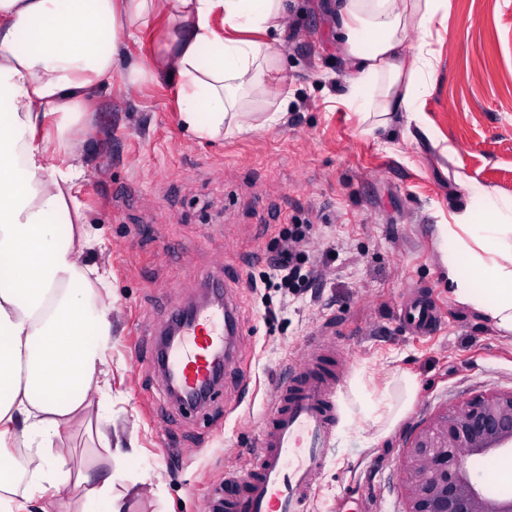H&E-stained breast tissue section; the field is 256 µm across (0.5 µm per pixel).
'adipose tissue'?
Returning <instances> with one entry per match:
<instances>
[{"label":"adipose tissue","instance_id":"adipose-tissue-1","mask_svg":"<svg viewBox=\"0 0 512 512\" xmlns=\"http://www.w3.org/2000/svg\"><path fill=\"white\" fill-rule=\"evenodd\" d=\"M447 0H332L350 71L345 98L386 125L420 121L433 66L427 39ZM222 28H215L214 16ZM157 52L130 60L126 43L155 18ZM287 0H0V512H30L49 490L78 489L80 512H125L111 478L69 466L65 438L93 423V443L126 451L96 424L112 396L106 350L107 269L85 264L101 246L77 198L86 175L77 140L90 101L119 66L176 88L180 119L200 139L279 123L291 97L257 108L252 92L282 83L276 65ZM450 218L463 233L447 253L456 302L512 332V197L464 182ZM27 451L30 480L15 485L10 448Z\"/></svg>","mask_w":512,"mask_h":512}]
</instances>
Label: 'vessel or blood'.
I'll return each instance as SVG.
<instances>
[{
    "label": "vessel or blood",
    "instance_id": "obj_1",
    "mask_svg": "<svg viewBox=\"0 0 512 512\" xmlns=\"http://www.w3.org/2000/svg\"><path fill=\"white\" fill-rule=\"evenodd\" d=\"M230 312L216 298L176 315L174 342L157 350L163 372L174 375L188 395L211 381L216 352L232 344L238 329ZM400 318L412 333L431 335L438 325L437 303L428 295L414 299ZM343 375L335 347L326 342L284 366L247 473L225 474L223 489L212 495L211 512H308L332 446Z\"/></svg>",
    "mask_w": 512,
    "mask_h": 512
}]
</instances>
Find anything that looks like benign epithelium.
I'll list each match as a JSON object with an SVG mask.
<instances>
[{
	"instance_id": "7a95c632",
	"label": "benign epithelium",
	"mask_w": 512,
	"mask_h": 512,
	"mask_svg": "<svg viewBox=\"0 0 512 512\" xmlns=\"http://www.w3.org/2000/svg\"><path fill=\"white\" fill-rule=\"evenodd\" d=\"M512 452V390L450 406L417 431L399 470L404 512H512V496L491 498L473 463Z\"/></svg>"
}]
</instances>
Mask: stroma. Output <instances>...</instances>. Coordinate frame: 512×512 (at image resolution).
Returning a JSON list of instances; mask_svg holds the SVG:
<instances>
[{"label":"stroma","mask_w":512,"mask_h":512,"mask_svg":"<svg viewBox=\"0 0 512 512\" xmlns=\"http://www.w3.org/2000/svg\"><path fill=\"white\" fill-rule=\"evenodd\" d=\"M430 48L418 108L435 147L402 115L371 129L343 98L325 0H290L286 82L260 95L268 105L288 88L279 124L199 140L180 121L174 86L129 87L122 71L106 79L87 118L78 199L104 240L93 260L112 268V432L135 451L113 468L82 426L66 437L91 480L115 474L126 512H208L225 472H246L279 371L319 338L348 370L310 512H404L397 468L410 436L445 407L512 389V333L453 299L444 229L456 175L512 196V0H448ZM294 224L312 230L293 242ZM287 246L313 268L312 284L252 288ZM207 275L225 277L241 337L210 405L191 414L169 398L153 339L135 328L162 327ZM413 292L437 300L436 335L399 322ZM407 377L418 384L409 397ZM382 403L403 408L385 431L374 421Z\"/></svg>","instance_id":"1"}]
</instances>
